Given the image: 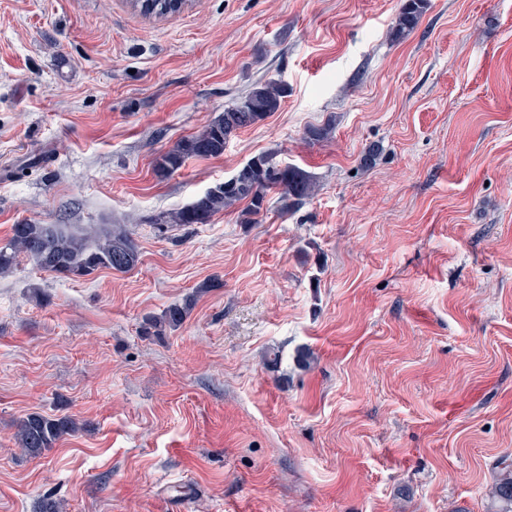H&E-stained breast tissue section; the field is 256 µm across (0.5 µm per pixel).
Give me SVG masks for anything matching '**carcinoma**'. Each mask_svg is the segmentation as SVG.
Masks as SVG:
<instances>
[{"mask_svg": "<svg viewBox=\"0 0 512 512\" xmlns=\"http://www.w3.org/2000/svg\"><path fill=\"white\" fill-rule=\"evenodd\" d=\"M190 0H131L132 8L145 17L164 18L179 14L189 7ZM427 6V0H405L392 29L400 40L412 32ZM287 88L271 81L260 85L232 107L227 108L202 132L178 142L158 161V171L171 173L180 169L189 157H219L226 143L239 130L252 126L280 109ZM279 189L296 203H301L313 191L309 177L292 167H281L273 157L264 154L253 158L238 173L210 189L193 203L181 209L162 212L153 221L163 232L174 226L208 224L221 211L241 201H248L246 215L254 216L263 209L266 192ZM32 258L45 271L65 277H86L101 269L127 272L139 262V251L131 234L120 225L105 224L91 235L71 224H15L11 235L0 240V275L12 272L20 256ZM195 299L182 306H172L158 317L144 322V332L161 334L167 328L180 326L188 316ZM81 429L69 415L45 416L32 413L17 425L14 440L21 452L30 458H40L58 441ZM491 495L497 509L512 512V466L496 473Z\"/></svg>", "mask_w": 512, "mask_h": 512, "instance_id": "carcinoma-1", "label": "carcinoma"}]
</instances>
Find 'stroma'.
<instances>
[{"label": "stroma", "mask_w": 512, "mask_h": 512, "mask_svg": "<svg viewBox=\"0 0 512 512\" xmlns=\"http://www.w3.org/2000/svg\"><path fill=\"white\" fill-rule=\"evenodd\" d=\"M403 2L149 19L0 0V239L119 224L139 249L123 273L26 257L0 276V512H492L512 456V0H428L398 40ZM268 80L277 112L157 173ZM259 154L314 194L154 228ZM190 296L180 328L141 335ZM34 412L81 428L29 458Z\"/></svg>", "instance_id": "obj_1"}]
</instances>
